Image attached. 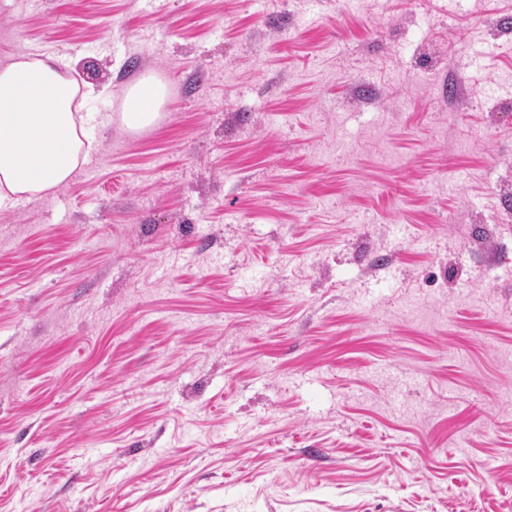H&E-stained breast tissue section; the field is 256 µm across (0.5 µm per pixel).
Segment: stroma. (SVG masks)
I'll list each match as a JSON object with an SVG mask.
<instances>
[{
	"label": "stroma",
	"mask_w": 512,
	"mask_h": 512,
	"mask_svg": "<svg viewBox=\"0 0 512 512\" xmlns=\"http://www.w3.org/2000/svg\"><path fill=\"white\" fill-rule=\"evenodd\" d=\"M30 44L97 124L0 206V512H512V0H0ZM166 96L165 86L152 76L131 85L121 112V124L131 133L139 134L156 125L162 118L160 109Z\"/></svg>",
	"instance_id": "stroma-1"
}]
</instances>
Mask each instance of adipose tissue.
I'll return each mask as SVG.
<instances>
[{
	"instance_id": "adipose-tissue-1",
	"label": "adipose tissue",
	"mask_w": 512,
	"mask_h": 512,
	"mask_svg": "<svg viewBox=\"0 0 512 512\" xmlns=\"http://www.w3.org/2000/svg\"><path fill=\"white\" fill-rule=\"evenodd\" d=\"M92 94L62 58L19 59L0 67V204L34 199L68 182L86 162L90 116L77 98ZM166 89L154 77L128 89L120 120L129 132L156 125Z\"/></svg>"
}]
</instances>
